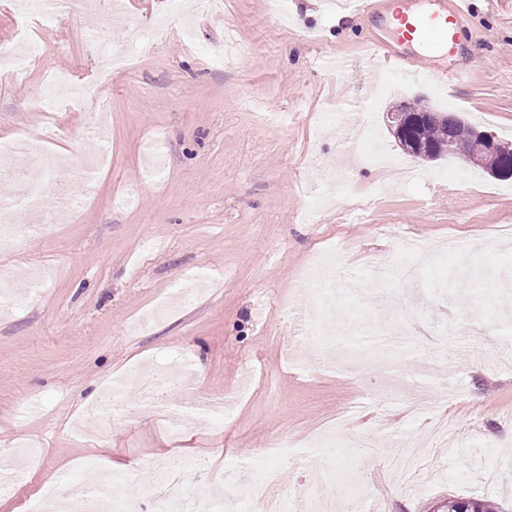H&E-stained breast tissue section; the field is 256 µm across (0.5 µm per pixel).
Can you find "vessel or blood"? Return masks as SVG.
<instances>
[{
    "mask_svg": "<svg viewBox=\"0 0 512 512\" xmlns=\"http://www.w3.org/2000/svg\"><path fill=\"white\" fill-rule=\"evenodd\" d=\"M471 7V0H417L414 8L401 11L395 9L393 0H336L335 12L341 16L369 14L379 18L395 15L400 25L392 41L368 35L363 39L364 45L385 64L416 77L423 75L426 64H435L438 80L451 85L467 72L460 63L466 54L461 28ZM404 43L415 46V54L405 55L400 49Z\"/></svg>",
    "mask_w": 512,
    "mask_h": 512,
    "instance_id": "obj_1",
    "label": "vessel or blood"
}]
</instances>
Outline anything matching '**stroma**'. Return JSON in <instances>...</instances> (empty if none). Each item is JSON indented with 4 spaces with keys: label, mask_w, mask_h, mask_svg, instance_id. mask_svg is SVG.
I'll return each mask as SVG.
<instances>
[{
    "label": "stroma",
    "mask_w": 512,
    "mask_h": 512,
    "mask_svg": "<svg viewBox=\"0 0 512 512\" xmlns=\"http://www.w3.org/2000/svg\"><path fill=\"white\" fill-rule=\"evenodd\" d=\"M187 2L123 0L122 12L99 18L113 46L138 60L93 105L109 116L110 163L73 184L83 200L74 217L0 252V274L27 293L0 311V452L21 440L37 451L24 483L0 491V512H31L45 488L66 491L89 463H121L127 494L143 497L139 470L174 448L205 462L180 497L221 492L224 512L276 499L305 512L323 473L336 479V512L379 502L385 512H439L454 497L512 512V237L490 236L512 225V179L454 155L414 158L384 122L419 97L512 142V7L472 0L462 37L473 66L451 91L362 53L359 40L386 36L385 21L336 16L325 0H288L284 22L265 0H224L222 12L196 17ZM159 14L167 27L147 28ZM89 24L80 12L33 16L26 78L0 72V142L41 126L35 94L47 75H95ZM228 41L239 67L219 61ZM336 51L346 67L326 75L315 62ZM54 122V146L80 166L86 113L59 110ZM365 123L401 166L354 162ZM132 187L137 204L123 206ZM450 235L462 252L403 285L411 312L374 302L386 285L374 265L391 264L402 242ZM323 251L335 253L342 278L325 297L332 314L317 321L343 367L307 366L311 346L287 313L307 307ZM186 279L200 282L195 299L168 305ZM174 362L198 400L233 393L229 415L191 410L167 429L129 386L115 394L108 435L81 410L90 391ZM26 401L38 410L24 417ZM436 420L448 425L447 444L405 487L389 467L391 444L431 445ZM341 435L371 436L382 453L365 465L348 448L328 464L309 453L314 439ZM272 443L282 448L273 457ZM243 460L279 467L283 483L263 498L232 490L224 475Z\"/></svg>",
    "instance_id": "obj_1"
}]
</instances>
